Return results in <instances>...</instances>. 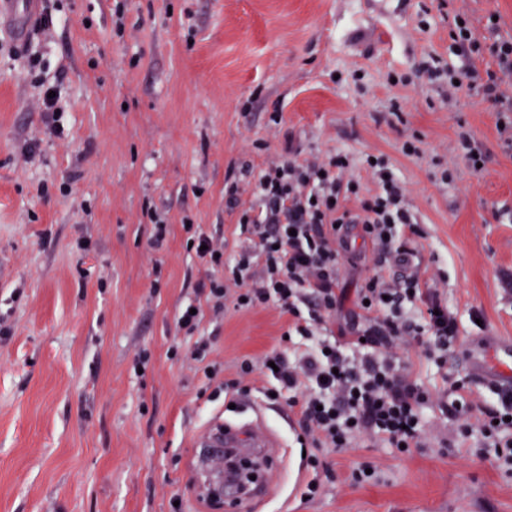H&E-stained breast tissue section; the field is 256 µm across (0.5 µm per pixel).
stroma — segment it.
<instances>
[{
	"label": "stroma",
	"mask_w": 512,
	"mask_h": 512,
	"mask_svg": "<svg viewBox=\"0 0 512 512\" xmlns=\"http://www.w3.org/2000/svg\"><path fill=\"white\" fill-rule=\"evenodd\" d=\"M48 5L52 25L28 41L0 23V512H236L210 496L196 446L217 417L263 420L280 444L254 512H512V475L434 400L411 454L364 442L307 467L298 416L265 397L267 379L221 389L280 344L279 308L229 305L205 310L193 334L176 326L209 275L184 220L223 242L225 262L247 244L224 198L229 173L290 149L342 152L367 190L363 161L382 154L419 217L411 246L426 283L461 322L447 370L406 348L413 376L433 396L445 375L464 377L473 400H493L464 353L512 338V143L500 129L512 116L415 79L448 53L437 0ZM45 84L62 91L54 122ZM463 131L482 170L456 149ZM408 140L419 155L403 153ZM151 208L168 225L158 248ZM200 340L220 366L210 380L191 356ZM361 463L376 476L356 484ZM315 477L321 493L305 499Z\"/></svg>",
	"instance_id": "1"
}]
</instances>
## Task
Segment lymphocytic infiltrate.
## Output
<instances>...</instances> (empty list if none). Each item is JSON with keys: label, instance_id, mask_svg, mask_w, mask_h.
<instances>
[{"label": "lymphocytic infiltrate", "instance_id": "f902f5d3", "mask_svg": "<svg viewBox=\"0 0 512 512\" xmlns=\"http://www.w3.org/2000/svg\"><path fill=\"white\" fill-rule=\"evenodd\" d=\"M448 38L449 58H429L419 77L437 87L459 85L495 111L512 112V37H503L491 19L477 34L469 17L456 12L448 17ZM350 167L342 153L271 162L254 179L255 204L244 209L237 179H226L227 203L239 208L240 231L256 245L241 248L228 267L211 237L193 233L192 247L211 273L197 288L198 301L180 310L177 325L194 333L201 305L218 312L230 297L249 309L279 306L288 315L289 335L305 339V347L276 348L260 364L243 360L238 378L225 382V389L237 390L241 378L256 371L271 379L277 399L297 409L305 436L319 450L342 451L364 438L412 449L420 445L430 395L412 379L395 343L426 337L424 357L442 367L460 325L418 274L390 280L383 273L386 262L407 261L406 232L418 222L389 160L380 155L367 164L375 185L367 194L348 177ZM348 224L360 225L362 241L373 245V269L349 313L352 339L339 345L321 330L340 305L336 290ZM447 412L460 435L480 433L482 453L512 474V396L478 406L464 380L456 379L449 383Z\"/></svg>", "mask_w": 512, "mask_h": 512}]
</instances>
